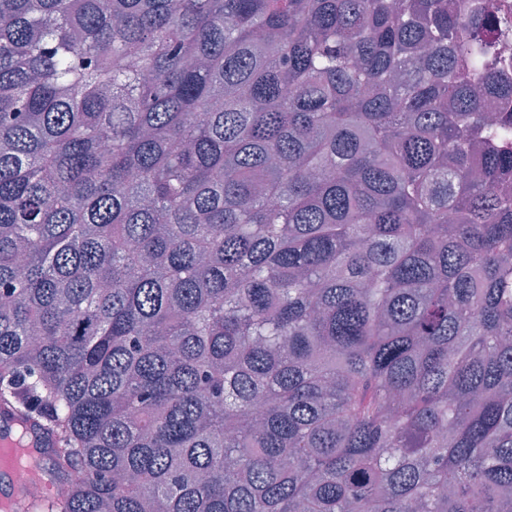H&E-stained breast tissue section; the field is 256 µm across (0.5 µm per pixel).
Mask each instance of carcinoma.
Returning a JSON list of instances; mask_svg holds the SVG:
<instances>
[{
  "instance_id": "1",
  "label": "carcinoma",
  "mask_w": 512,
  "mask_h": 512,
  "mask_svg": "<svg viewBox=\"0 0 512 512\" xmlns=\"http://www.w3.org/2000/svg\"><path fill=\"white\" fill-rule=\"evenodd\" d=\"M512 14L0 0V405L47 512H512ZM18 437L25 439L24 450L31 460L42 456L43 448L50 467L55 445L54 436L44 427L27 420L22 414L8 408L0 411V448L5 444H16ZM37 448H41L39 452Z\"/></svg>"
}]
</instances>
